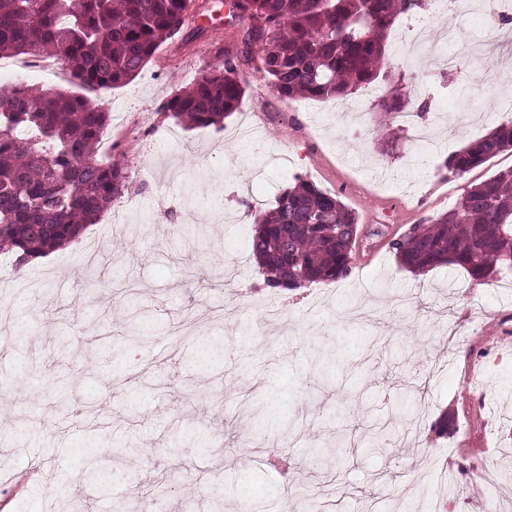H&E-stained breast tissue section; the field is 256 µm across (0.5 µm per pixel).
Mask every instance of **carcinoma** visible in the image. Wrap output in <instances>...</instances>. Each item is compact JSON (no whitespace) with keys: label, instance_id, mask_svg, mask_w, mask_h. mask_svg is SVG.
Instances as JSON below:
<instances>
[{"label":"carcinoma","instance_id":"obj_1","mask_svg":"<svg viewBox=\"0 0 512 512\" xmlns=\"http://www.w3.org/2000/svg\"><path fill=\"white\" fill-rule=\"evenodd\" d=\"M189 0H0V56L46 51L81 87L133 79L160 44L182 28ZM234 16L262 45V71L282 99H345L385 76L396 20L425 0H234ZM236 56L208 66L162 105L194 127L223 126L244 96ZM110 113L68 91L0 88V253L23 267L77 240L130 188L127 168L98 163ZM512 150V122L448 156L441 169L461 178ZM252 257L265 287L335 283L351 273L358 222L338 196L299 179L269 211L255 210ZM412 272L456 265L473 278L512 272V171L471 187L448 212L393 244ZM101 465L60 484L100 482Z\"/></svg>","mask_w":512,"mask_h":512}]
</instances>
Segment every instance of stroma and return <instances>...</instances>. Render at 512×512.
<instances>
[{"label": "stroma", "instance_id": "1", "mask_svg": "<svg viewBox=\"0 0 512 512\" xmlns=\"http://www.w3.org/2000/svg\"><path fill=\"white\" fill-rule=\"evenodd\" d=\"M191 0L180 32L131 81L87 90L111 116L100 160L123 161L131 187L78 240L23 269L0 272V308L17 315L18 350L0 334V504L6 512H60L61 495L90 512L168 487L164 512H512V332L506 274L476 280L465 270L422 274L401 267L393 242L422 219L453 208L467 187L512 169L503 152L456 178L448 154L512 120V52L486 42L489 0L447 14L403 17L389 34L387 80L408 112L427 105L423 140L395 120L380 124L368 88L351 95L353 117L332 100L283 99L260 68L259 45L228 14L206 16ZM453 25L471 47L454 72L434 69L416 28ZM239 54L246 92L223 130L186 127L162 103L202 69ZM337 194L355 212L351 274L272 292L248 250L243 201L270 209L295 178ZM142 221L122 233L115 215ZM176 224H203L184 242ZM118 255L138 291L136 308L112 293ZM98 279L73 277L87 261ZM205 277L192 281L191 270ZM458 326L456 341L442 333ZM67 378L74 402L97 406L106 426L74 415L46 387ZM448 419V434L430 426ZM114 458L108 489H60L53 472L85 467L90 451ZM487 459L496 489L473 492L469 465ZM465 470L448 486L446 464ZM37 470L24 491L16 474ZM309 498L294 496L295 479Z\"/></svg>", "mask_w": 512, "mask_h": 512}]
</instances>
